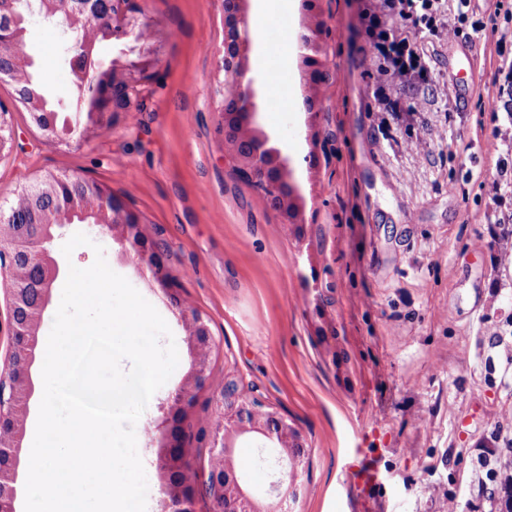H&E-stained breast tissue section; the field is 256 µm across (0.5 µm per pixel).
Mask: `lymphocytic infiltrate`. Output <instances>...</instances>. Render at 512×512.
I'll return each instance as SVG.
<instances>
[{
	"mask_svg": "<svg viewBox=\"0 0 512 512\" xmlns=\"http://www.w3.org/2000/svg\"><path fill=\"white\" fill-rule=\"evenodd\" d=\"M471 0H377L362 13L369 60L377 79L385 85L405 87L425 82L428 58L425 40L436 37L449 23L470 24L476 38L488 39L512 24V9L490 14L477 23H469ZM498 177L492 183L487 223L503 225L501 244L512 242V214L501 209L504 198L512 194V180L504 162H497Z\"/></svg>",
	"mask_w": 512,
	"mask_h": 512,
	"instance_id": "f902f5d3",
	"label": "lymphocytic infiltrate"
}]
</instances>
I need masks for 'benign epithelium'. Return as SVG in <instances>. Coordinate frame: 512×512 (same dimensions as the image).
Returning a JSON list of instances; mask_svg holds the SVG:
<instances>
[{"mask_svg": "<svg viewBox=\"0 0 512 512\" xmlns=\"http://www.w3.org/2000/svg\"><path fill=\"white\" fill-rule=\"evenodd\" d=\"M246 0H221L224 15H233L235 30L226 33L224 46L236 42L237 55L230 56L223 51L216 76L214 96L217 111H228L230 100L220 95L218 89L236 87L241 98L236 100L244 106L247 119L236 132L238 140L253 141L251 156L244 157L231 145L230 155L236 162L238 174L254 183L258 190L272 200L279 195L278 183L268 175L269 164L276 166L286 180H291L292 170L288 157L280 149L269 145V136L251 127L257 114L255 81H244L247 53L251 49ZM63 0H36L29 14L37 13L46 19L54 20L65 13V20L59 27L66 36L68 65L72 66L80 79L81 92L88 98L86 123L80 132L90 136L102 127L103 119L114 112H127L145 94L155 79L161 59L157 47H142L143 31L149 27L148 20L138 9L130 10L124 0H68V7H62ZM15 0H0V61L12 62L9 68L0 67V84L14 85L20 75L32 65L26 53L27 28L23 27L6 36L3 27L13 19ZM102 41H112L128 47L124 57L115 59L108 67H103L97 58V46ZM120 88L123 97L120 103L112 98V89ZM41 105L16 94L7 104L0 103V154L8 149L13 140L9 132L6 115L12 112H26L44 139L51 143L66 144L75 129L71 126H58L56 122L43 123L38 110ZM66 176L49 172L34 184L23 189L21 194L32 199L52 197ZM81 195L70 202L66 213L53 212L37 226V232L30 236L23 224L11 225V238L4 243L0 238V289L5 291L10 308L9 336L10 349L17 345L24 348V359L20 366L7 363L0 369V512H15L14 486L19 452L22 445L23 429H15L3 435L4 428L12 421V412L5 402L6 392L14 382H19L26 394L33 392L34 384L31 368L36 360L38 329L30 319L20 320L15 312L27 306L28 289L24 288L25 272L14 262L18 251L26 252L27 257L39 264L45 278L41 285L40 300L34 316L43 317L51 302L54 284L60 268L49 245L59 228L69 224L74 218L87 216L95 218V223L111 238L130 245L137 265L151 271L152 275L165 288L173 284V277L162 260L158 250L145 243L143 225L130 221L125 212L112 206V191L104 185L92 181L80 182ZM187 342L193 355V364L186 383L175 393L168 407L167 417L160 429L162 448L159 467L168 475L180 469L183 452V432L189 423L194 402V392L203 388L209 377V357L214 346L213 336L203 318L193 313L184 316ZM221 412L210 434L208 453L221 462V467L203 476L201 489L184 496L180 493L178 481L169 479L167 494L173 512H193L189 506L198 494L207 498L214 506V512H288V482H297L305 470L306 454L300 432L288 419L271 412L255 399L246 398L234 380L224 384L220 393ZM260 435L273 444L276 452L272 469L279 477L271 485L276 492V500L267 502L258 498L239 478L235 467V456L241 439Z\"/></svg>", "mask_w": 512, "mask_h": 512, "instance_id": "obj_1", "label": "benign epithelium"}]
</instances>
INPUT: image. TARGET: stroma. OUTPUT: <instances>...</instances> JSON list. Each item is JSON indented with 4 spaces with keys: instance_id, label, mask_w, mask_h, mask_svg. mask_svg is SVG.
Masks as SVG:
<instances>
[{
    "instance_id": "35a3bbf8",
    "label": "stroma",
    "mask_w": 512,
    "mask_h": 512,
    "mask_svg": "<svg viewBox=\"0 0 512 512\" xmlns=\"http://www.w3.org/2000/svg\"><path fill=\"white\" fill-rule=\"evenodd\" d=\"M163 34L161 66L141 104L70 147L46 142L15 112V140L0 156V201L48 172L97 181L137 212L160 243L174 293L139 269L126 245L88 224L64 228L53 244L82 233L72 263L95 261L101 245L167 322L179 363L141 419L160 425L184 384L191 358L183 314L199 313L215 340L209 380L195 393L186 430L185 473L207 462L219 384L237 381L297 428L307 465L291 512H499L482 495L475 466L487 448L512 438V251L494 245L486 196L463 195L469 174L497 176L489 154H455L459 138L491 145L503 120L489 107L494 44H480L475 68L458 63L457 33L427 46L432 82L403 91L411 113L378 111L367 74L359 14L365 0H269L253 37L247 74L255 78L254 124L286 154L300 187V214L284 223L240 179L224 149L213 77L224 45L220 0H135ZM324 26L313 83L298 35ZM29 50L49 93L68 108L71 74L56 23L32 16ZM474 77L467 102L454 84ZM15 482L23 512L29 457L43 395L34 364ZM266 443L243 440L237 465L260 495L273 479L259 456ZM147 459L146 512H169L159 443ZM375 476L364 487L354 468Z\"/></svg>"
}]
</instances>
